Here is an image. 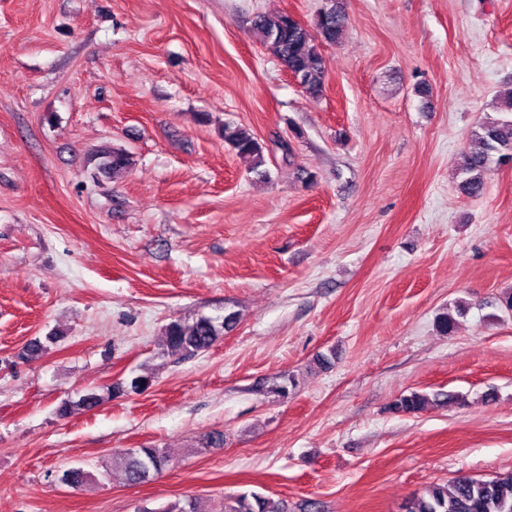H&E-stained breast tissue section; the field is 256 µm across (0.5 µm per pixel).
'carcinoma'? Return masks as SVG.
Wrapping results in <instances>:
<instances>
[{
    "label": "carcinoma",
    "instance_id": "cac0c4a2",
    "mask_svg": "<svg viewBox=\"0 0 512 512\" xmlns=\"http://www.w3.org/2000/svg\"><path fill=\"white\" fill-rule=\"evenodd\" d=\"M347 25L346 14L333 4L315 17L313 29L286 12L259 14L253 20V29L261 42L280 61L286 71L294 74L302 89L319 96L323 92L325 75L320 46L339 41ZM494 110L498 117L485 118L472 131L477 148L461 153L458 165L459 186L468 196H477L485 189V174L491 163L512 162V94L499 99ZM224 141L243 159L249 169L260 171L266 165L265 145L246 126H224ZM132 165L131 155L123 149H105L100 152V168L116 178ZM234 315L224 319L201 316L192 323L174 320L166 327V345L174 353L198 354L211 348L224 330L232 327ZM125 392L123 384L106 387L102 394L88 391L75 402H66L62 414L79 407L92 411L105 399ZM430 398L419 392L403 395L395 403L402 412L415 413L425 409ZM171 459L161 448H129L112 454V467L121 470L132 485L152 480L170 466ZM92 479L90 472L81 468L66 470L61 481L78 490ZM224 512H288L286 506L257 493L239 494L224 501ZM407 512H512V471L499 473L488 480L459 476L446 484H433L414 497Z\"/></svg>",
    "mask_w": 512,
    "mask_h": 512
}]
</instances>
